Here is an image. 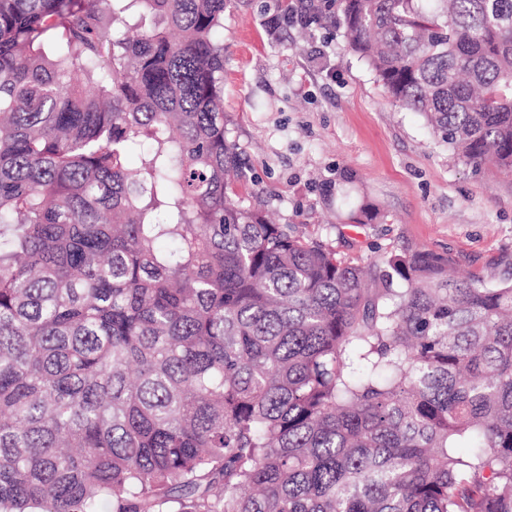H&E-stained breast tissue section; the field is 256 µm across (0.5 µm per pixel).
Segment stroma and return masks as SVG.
<instances>
[{"instance_id": "1", "label": "stroma", "mask_w": 512, "mask_h": 512, "mask_svg": "<svg viewBox=\"0 0 512 512\" xmlns=\"http://www.w3.org/2000/svg\"><path fill=\"white\" fill-rule=\"evenodd\" d=\"M261 2L224 14V110L275 220L356 265L427 249L458 274L512 281V175L438 145L349 51L344 26L281 35ZM364 202L377 219L349 223Z\"/></svg>"}]
</instances>
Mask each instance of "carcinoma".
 Returning a JSON list of instances; mask_svg holds the SVG:
<instances>
[{"mask_svg": "<svg viewBox=\"0 0 512 512\" xmlns=\"http://www.w3.org/2000/svg\"><path fill=\"white\" fill-rule=\"evenodd\" d=\"M231 2L0 0V512H512V282L403 250L368 288L270 222ZM340 10L393 102L512 173V0Z\"/></svg>", "mask_w": 512, "mask_h": 512, "instance_id": "1", "label": "carcinoma"}]
</instances>
